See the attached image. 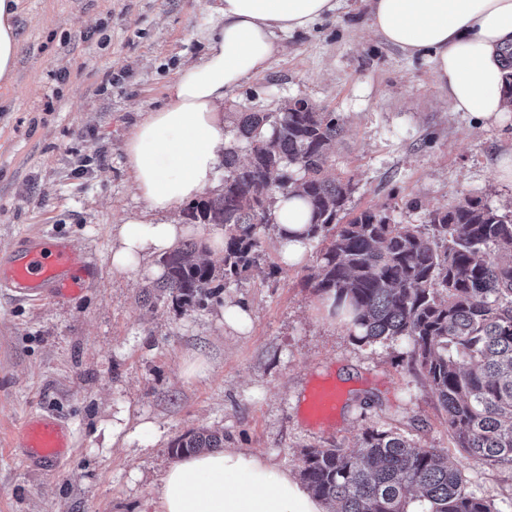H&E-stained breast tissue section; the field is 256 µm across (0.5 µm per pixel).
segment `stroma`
<instances>
[{
	"instance_id": "obj_1",
	"label": "stroma",
	"mask_w": 512,
	"mask_h": 512,
	"mask_svg": "<svg viewBox=\"0 0 512 512\" xmlns=\"http://www.w3.org/2000/svg\"><path fill=\"white\" fill-rule=\"evenodd\" d=\"M212 0H18L15 77L0 83V254L34 233L66 238L92 261L78 296L33 305L0 293V512H151L173 442L202 428L228 448L260 453L299 476L308 448H351L369 428L448 451L467 489L512 512V467L451 451L446 415L399 337L354 340L328 316L308 279L320 264H281L275 232L257 267L199 304L151 298L147 268L114 272L112 233L142 209L124 146L145 111L167 101L178 70L205 52ZM266 72L230 93L224 114L273 112L303 98L336 113L345 133L329 172L352 178V213L421 224L463 197L512 205L495 177L512 154V113L475 127L448 107L427 58L408 56L371 27L367 0H341L311 28L279 34ZM251 314L228 327L226 307ZM202 361L203 375L185 371ZM339 390L334 416L311 419L313 387ZM127 425L107 433L116 413ZM55 414L72 448L55 472L10 450L24 417ZM149 422L151 437L137 428Z\"/></svg>"
}]
</instances>
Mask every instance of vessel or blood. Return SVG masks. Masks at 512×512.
<instances>
[{
    "instance_id": "obj_1",
    "label": "vessel or blood",
    "mask_w": 512,
    "mask_h": 512,
    "mask_svg": "<svg viewBox=\"0 0 512 512\" xmlns=\"http://www.w3.org/2000/svg\"><path fill=\"white\" fill-rule=\"evenodd\" d=\"M90 264L69 243L32 236L0 256V289L19 301L64 299L79 295L88 285ZM334 388L321 385L306 399V409L316 419L335 409ZM25 463L35 467L56 466L69 449L65 422L55 415L25 418L16 432Z\"/></svg>"
}]
</instances>
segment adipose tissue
<instances>
[{
    "instance_id": "1",
    "label": "adipose tissue",
    "mask_w": 512,
    "mask_h": 512,
    "mask_svg": "<svg viewBox=\"0 0 512 512\" xmlns=\"http://www.w3.org/2000/svg\"><path fill=\"white\" fill-rule=\"evenodd\" d=\"M371 27L410 56H428L454 111L491 122L512 111L503 59L512 48V0H368ZM18 0H0V82L14 77ZM339 0H215L218 22L203 59L180 70L167 102L145 113L125 143L126 165L144 202L117 229L113 271L124 273L195 234L172 220L179 206L216 186L230 132L221 106L279 52L277 33L303 30L336 12ZM282 264L302 262L298 234L309 211L297 197H277L272 211ZM154 512H328L325 502L288 472L236 448L203 450L166 470Z\"/></svg>"
}]
</instances>
